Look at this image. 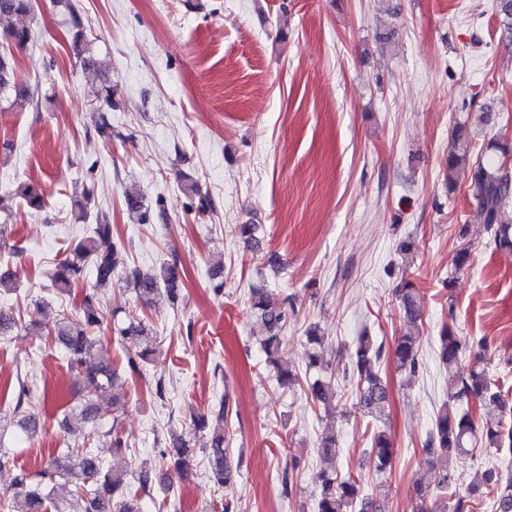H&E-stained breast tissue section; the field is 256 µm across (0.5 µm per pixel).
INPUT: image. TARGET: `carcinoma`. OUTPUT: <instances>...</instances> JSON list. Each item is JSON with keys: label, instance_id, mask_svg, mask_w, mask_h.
I'll list each match as a JSON object with an SVG mask.
<instances>
[{"label": "carcinoma", "instance_id": "cac0c4a2", "mask_svg": "<svg viewBox=\"0 0 512 512\" xmlns=\"http://www.w3.org/2000/svg\"><path fill=\"white\" fill-rule=\"evenodd\" d=\"M34 8L33 0H0V16L18 20L7 35L15 46L24 47L31 38V30L24 19ZM496 14L501 25L512 31V0H496ZM9 97L11 106L19 111L34 102L35 92L15 72V59L0 53V95ZM448 191L456 188V175L463 169L469 170L470 185L479 204L483 223L490 233V240L499 249L512 250V215L508 207L512 203V174L503 164L474 154L466 124L456 123L448 139V153L445 160ZM15 194L21 196L26 205L40 210L45 205L42 188L34 183L20 186ZM94 268L97 286L112 283L119 277L135 291L137 298L147 302L160 290H165L172 300L179 298V276L177 266L163 264L150 275L126 260L122 243L112 240V225L107 220L96 224L94 235L81 241L52 275V286L69 291L82 280L85 269ZM403 318L410 331L399 337L393 356L397 366L412 373L418 372L420 330L418 321L422 313L419 291L413 281L404 279L397 288ZM250 303L267 335L260 344L269 364L276 369V380L283 387H292L299 382L298 373L282 366L280 354L286 346L283 329L288 324V312L282 307L271 305L264 289L251 290ZM101 308L97 293L84 294L76 315L64 312L52 323L33 320V324L55 337L68 356L69 365L82 375L84 380L83 401L70 409L82 422L94 427L104 422L111 423L115 430L121 397L118 394L116 373L112 365L101 360L97 353ZM119 336L136 340L140 351L127 359L132 372L142 370L143 364L156 353V337L139 316H129L117 327ZM467 346L466 339L450 324L440 330L437 345L439 363L448 370L453 385L448 402L436 411L432 429L424 443L423 451L431 458V465L439 468L441 478L439 492L431 494L429 487L418 486L419 502L415 512H478L484 501L479 492L472 489L467 495L451 490L452 475L448 473L450 461L473 452L476 446L483 448H512V416L507 415L509 403L501 389L491 385L486 371L479 363L462 364V355ZM326 339L318 327L311 325L306 331L305 359L307 369L315 370L317 378L308 385L312 400L329 406L336 399V385L332 377L325 376L329 362L325 358ZM384 357V344L368 333L357 337L350 354L351 378L356 380L358 405L373 420L381 423L387 416L389 391L386 382L375 371L376 364ZM26 389H20L14 406V413L20 415L18 427L28 437L39 431L40 419L24 409ZM475 399L479 409H459L457 405ZM229 407L221 402L216 411L217 426L208 436L202 438V449L206 451L209 464L219 486L234 487L233 464L227 448L224 420ZM92 436L81 433L73 443L52 453L33 480L24 468H18L9 488L8 499L15 505L12 512H141L138 493L128 490V473L123 469L106 465L91 448ZM194 448L185 441H176L163 451L161 458H174V467L181 469L193 454ZM370 456L379 473L391 468L394 446L384 428L371 432ZM64 480L74 485L72 498L59 500L54 496V484ZM486 495L492 499L495 512H512V476H502L489 471L484 475ZM358 477L336 472L326 473L318 493V512H353L360 495Z\"/></svg>", "mask_w": 512, "mask_h": 512}]
</instances>
